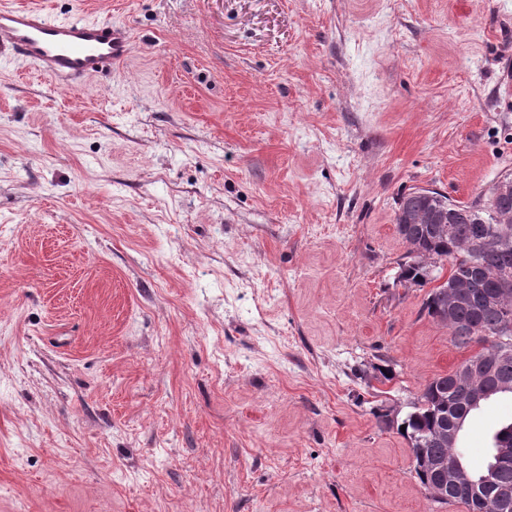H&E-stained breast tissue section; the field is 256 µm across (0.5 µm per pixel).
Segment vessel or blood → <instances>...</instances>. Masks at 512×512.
<instances>
[{
    "label": "vessel or blood",
    "instance_id": "b4317fda",
    "mask_svg": "<svg viewBox=\"0 0 512 512\" xmlns=\"http://www.w3.org/2000/svg\"><path fill=\"white\" fill-rule=\"evenodd\" d=\"M0 49L36 74L76 87L124 64L132 53L133 33L109 19H56L46 8L0 0Z\"/></svg>",
    "mask_w": 512,
    "mask_h": 512
}]
</instances>
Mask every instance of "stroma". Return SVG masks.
Masks as SVG:
<instances>
[{
  "label": "stroma",
  "instance_id": "35a3bbf8",
  "mask_svg": "<svg viewBox=\"0 0 512 512\" xmlns=\"http://www.w3.org/2000/svg\"><path fill=\"white\" fill-rule=\"evenodd\" d=\"M18 2L135 41L0 53V512H460L378 420L465 357L394 216L512 177V0ZM0 49L60 85L76 87L109 75L132 53L127 24L80 15L56 19L40 6L0 2Z\"/></svg>",
  "mask_w": 512,
  "mask_h": 512
}]
</instances>
